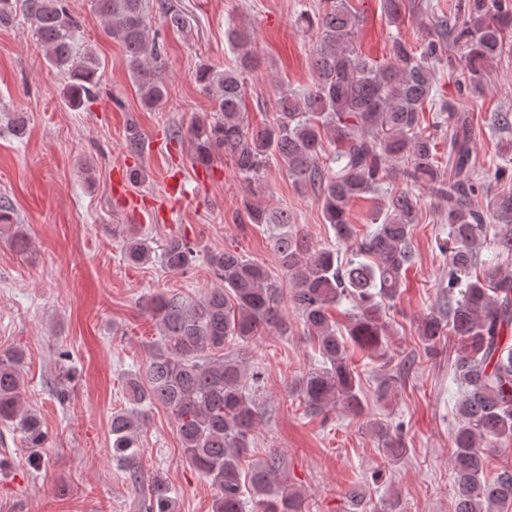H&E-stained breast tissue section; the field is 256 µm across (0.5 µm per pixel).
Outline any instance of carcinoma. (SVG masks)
I'll return each instance as SVG.
<instances>
[{
	"instance_id": "cac0c4a2",
	"label": "carcinoma",
	"mask_w": 512,
	"mask_h": 512,
	"mask_svg": "<svg viewBox=\"0 0 512 512\" xmlns=\"http://www.w3.org/2000/svg\"><path fill=\"white\" fill-rule=\"evenodd\" d=\"M390 24L399 26L414 0H380ZM105 20L106 35L124 50L125 63L147 108L163 99L160 45L149 33L150 0H94ZM34 29L47 62L65 80L72 107L93 100L100 85V61L76 51L79 21L66 0H0V26L15 21L18 11ZM297 23L316 30L310 54L315 82L304 93L284 91L276 98L273 120L257 127L243 111L244 74L259 65L250 35L231 34L236 66L202 65L194 74L201 89L216 98L217 118L198 121L188 130L193 160L207 166L220 154L248 181L263 174L269 160L284 162L300 189L321 202L335 243L315 246L290 230L286 210L270 212L247 200L252 224L279 229L273 237L286 281L235 248L207 255L220 286L197 299L182 293L157 294L142 308L155 320L159 341L149 361L125 378L130 409L112 414V456L133 484L141 480L140 433L147 425L146 406H162L177 419L183 453L216 490L212 512H299L300 495L279 478V457L244 465L252 432L262 411L247 390L261 374L247 375L240 350L269 327L284 326L282 303L289 301L316 343L319 359L298 380L306 407L322 413L342 406L351 416L365 414L360 376L350 363L348 344L392 363L384 348L386 312L393 308L416 254L411 228L420 207L410 186L434 192L435 212L448 225V289L439 312L417 327L427 350L447 334L457 337L453 380L458 386L450 458L455 485L452 512H509L512 470L485 476V450L512 443V343L502 336L512 325V190L485 191V183L512 178V169L492 164L482 170L472 161L469 116L458 112L436 89L435 74L453 65L461 52L469 84L484 85L488 69L504 53L512 32V0H465L463 18L437 15L410 45L395 37L390 61L380 64L362 55L355 44L360 16L350 0H326L313 16L298 14ZM435 113L436 126L452 127L454 170L444 177L438 165L437 136L424 127V109ZM497 137L498 156L512 154V114L499 112L489 122ZM334 146L325 155V143ZM403 178L406 187L387 192L371 214L374 228L363 236L349 221V204ZM492 237L495 256L481 258ZM153 247L142 230L125 229L123 257L132 265L152 261ZM161 264L185 272L197 251L184 235H169L160 244ZM350 304L349 322L340 326L331 308ZM21 352L0 353V424L18 429L28 448L47 441L41 419L25 406ZM411 366L395 363L380 380L379 401L395 397ZM378 447L391 459L407 454L403 427L383 418L367 420ZM170 484L153 479L142 512H173Z\"/></svg>"
}]
</instances>
